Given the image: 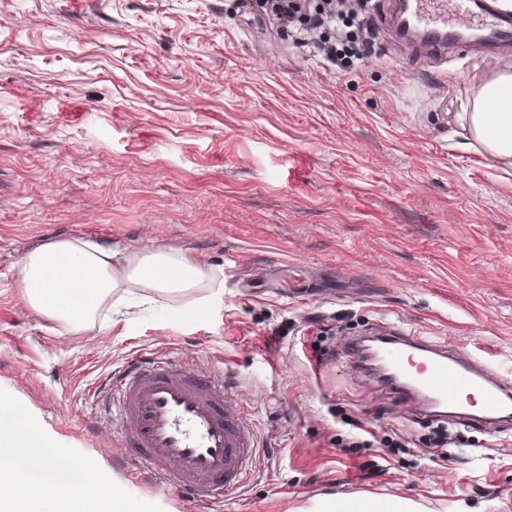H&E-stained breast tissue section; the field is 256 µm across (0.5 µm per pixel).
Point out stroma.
<instances>
[{
    "label": "stroma",
    "instance_id": "1",
    "mask_svg": "<svg viewBox=\"0 0 512 512\" xmlns=\"http://www.w3.org/2000/svg\"><path fill=\"white\" fill-rule=\"evenodd\" d=\"M0 10V397L66 448H1L27 489L92 481L103 512H512V418L428 421L351 348L391 328L512 370V175L457 120L512 43L418 59L397 0H347L363 59L263 0H8ZM56 239L175 249L203 287L115 292L94 325L34 310L19 281ZM224 366L260 453L205 506L115 461L93 396L138 351ZM444 456H418L434 433ZM336 512H410L414 511L409 504L394 500L357 499L336 503Z\"/></svg>",
    "mask_w": 512,
    "mask_h": 512
}]
</instances>
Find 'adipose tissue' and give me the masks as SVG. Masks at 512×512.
I'll return each mask as SVG.
<instances>
[{
	"label": "adipose tissue",
	"mask_w": 512,
	"mask_h": 512,
	"mask_svg": "<svg viewBox=\"0 0 512 512\" xmlns=\"http://www.w3.org/2000/svg\"><path fill=\"white\" fill-rule=\"evenodd\" d=\"M462 129L503 167L512 169V73L479 83L471 109L459 113ZM112 249L94 242L57 240L39 244L24 256L19 271L29 305L36 311L81 329L92 325L101 306L122 288L177 293L198 287L204 268L177 250H158L113 263ZM19 411L0 400V445L44 448L48 442L19 425Z\"/></svg>",
	"instance_id": "1"
}]
</instances>
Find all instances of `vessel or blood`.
Masks as SVG:
<instances>
[{"label":"vessel or blood","instance_id":"b4317fda","mask_svg":"<svg viewBox=\"0 0 512 512\" xmlns=\"http://www.w3.org/2000/svg\"><path fill=\"white\" fill-rule=\"evenodd\" d=\"M468 2L410 0L414 27L429 36L425 48H440V35L459 28L497 33L503 17L497 0H486L477 14ZM384 354L397 375L416 371L407 398L426 397L455 409L465 393L476 392L482 419L512 415V379L469 355L406 336L392 337ZM232 387L229 369H205L159 356L138 355L115 369L106 402L119 423L125 469L156 487L188 491L201 502L241 489L258 445L231 396Z\"/></svg>","mask_w":512,"mask_h":512}]
</instances>
